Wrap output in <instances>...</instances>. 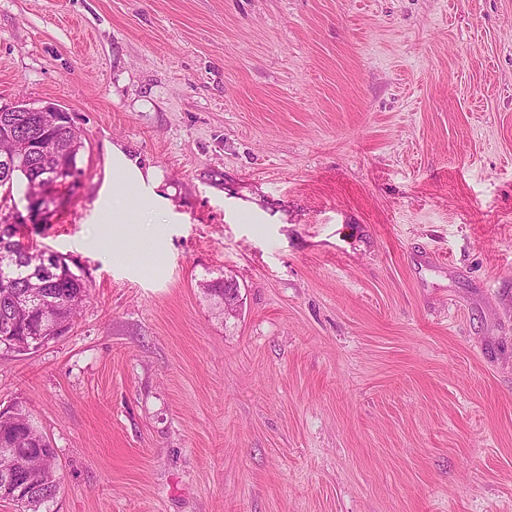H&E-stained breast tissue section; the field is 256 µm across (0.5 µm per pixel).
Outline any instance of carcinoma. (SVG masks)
<instances>
[{
  "mask_svg": "<svg viewBox=\"0 0 512 512\" xmlns=\"http://www.w3.org/2000/svg\"><path fill=\"white\" fill-rule=\"evenodd\" d=\"M40 147L37 158L23 155L12 165L0 161V188L13 192L31 179L49 177L67 191L79 184L83 170L78 159L84 148L76 126L57 125L44 112H0V149H12L11 140ZM17 226L0 234V346L14 352L37 349L71 328L89 298V286L67 260L51 253L54 277L39 284L29 278L26 259L32 248L16 239ZM60 488L56 454L50 442L32 424L20 403L0 412V500L15 501L18 512H41Z\"/></svg>",
  "mask_w": 512,
  "mask_h": 512,
  "instance_id": "obj_1",
  "label": "carcinoma"
}]
</instances>
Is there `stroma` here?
<instances>
[{"instance_id": "stroma-1", "label": "stroma", "mask_w": 512, "mask_h": 512, "mask_svg": "<svg viewBox=\"0 0 512 512\" xmlns=\"http://www.w3.org/2000/svg\"><path fill=\"white\" fill-rule=\"evenodd\" d=\"M20 100L84 142L19 239L90 297L0 348L47 512H512V0H0ZM116 147L150 265L95 241ZM112 195L105 199V207L112 211V224H127L126 197L115 190L134 198L145 213H166L168 201L157 190L161 182L152 169L146 175L137 162L129 158L120 148L112 150ZM113 263H128L138 261L149 264L156 257L155 238L153 235H144L140 239L133 238L130 246L122 251H110ZM207 293L218 297L221 302L224 300V316H233L237 313L239 307L238 291L234 283L227 279H217L204 285ZM226 288V289H225ZM228 288V289H227Z\"/></svg>"}]
</instances>
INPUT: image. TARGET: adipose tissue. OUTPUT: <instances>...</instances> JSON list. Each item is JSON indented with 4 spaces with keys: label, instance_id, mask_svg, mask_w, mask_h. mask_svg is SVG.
Here are the masks:
<instances>
[{
    "label": "adipose tissue",
    "instance_id": "adipose-tissue-1",
    "mask_svg": "<svg viewBox=\"0 0 512 512\" xmlns=\"http://www.w3.org/2000/svg\"><path fill=\"white\" fill-rule=\"evenodd\" d=\"M112 187L114 192L105 199V207L112 213V221H127V198H134L138 207L146 213H166L167 200L160 192L161 182L154 171H142L137 162L120 148L112 150Z\"/></svg>",
    "mask_w": 512,
    "mask_h": 512
}]
</instances>
